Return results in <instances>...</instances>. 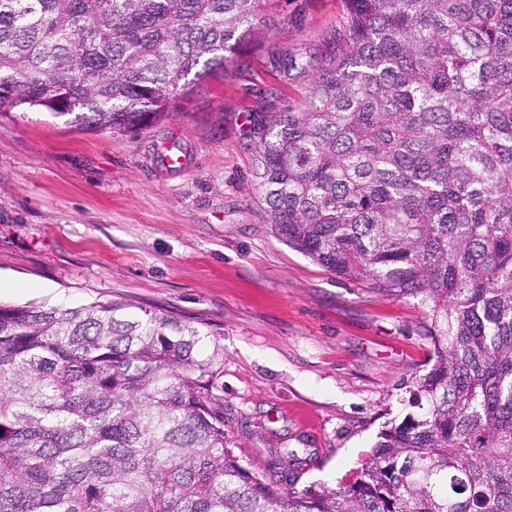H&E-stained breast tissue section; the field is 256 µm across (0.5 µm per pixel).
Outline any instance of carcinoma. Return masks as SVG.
Instances as JSON below:
<instances>
[{"label":"carcinoma","mask_w":512,"mask_h":512,"mask_svg":"<svg viewBox=\"0 0 512 512\" xmlns=\"http://www.w3.org/2000/svg\"><path fill=\"white\" fill-rule=\"evenodd\" d=\"M281 0H0V108L126 135L224 69ZM260 112L269 223L427 306L431 366L337 488L229 448L203 328L124 302L0 303V512H512V0H345Z\"/></svg>","instance_id":"carcinoma-1"}]
</instances>
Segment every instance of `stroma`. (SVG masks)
<instances>
[{"label": "stroma", "mask_w": 512, "mask_h": 512, "mask_svg": "<svg viewBox=\"0 0 512 512\" xmlns=\"http://www.w3.org/2000/svg\"><path fill=\"white\" fill-rule=\"evenodd\" d=\"M344 22L343 0H282L224 71L134 134L0 111V302L123 301L203 327L224 351L231 447L268 479L295 453L299 490L349 481L432 354L419 300L289 247L256 186L251 119L297 106L307 83L273 56L324 52ZM173 146L178 168L161 163Z\"/></svg>", "instance_id": "1"}]
</instances>
